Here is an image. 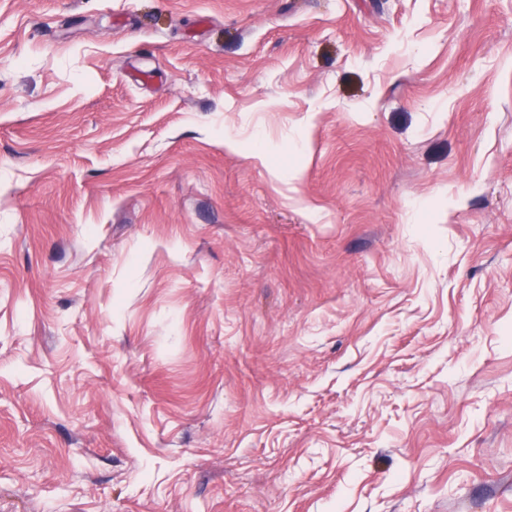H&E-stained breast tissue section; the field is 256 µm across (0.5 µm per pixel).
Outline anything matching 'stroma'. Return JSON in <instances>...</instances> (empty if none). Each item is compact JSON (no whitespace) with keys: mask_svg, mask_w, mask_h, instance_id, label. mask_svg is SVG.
I'll use <instances>...</instances> for the list:
<instances>
[{"mask_svg":"<svg viewBox=\"0 0 512 512\" xmlns=\"http://www.w3.org/2000/svg\"><path fill=\"white\" fill-rule=\"evenodd\" d=\"M0 512H512V0H0Z\"/></svg>","mask_w":512,"mask_h":512,"instance_id":"obj_1","label":"stroma"}]
</instances>
